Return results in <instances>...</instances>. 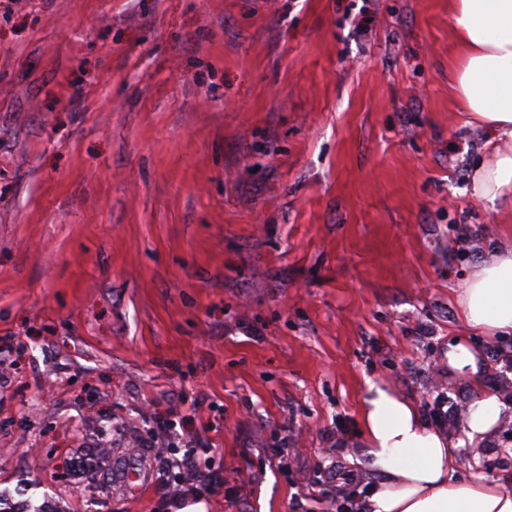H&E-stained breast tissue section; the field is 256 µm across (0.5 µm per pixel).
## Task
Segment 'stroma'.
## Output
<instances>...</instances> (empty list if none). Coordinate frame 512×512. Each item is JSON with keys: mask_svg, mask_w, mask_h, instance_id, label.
I'll return each instance as SVG.
<instances>
[{"mask_svg": "<svg viewBox=\"0 0 512 512\" xmlns=\"http://www.w3.org/2000/svg\"><path fill=\"white\" fill-rule=\"evenodd\" d=\"M454 45L448 0H0V506L124 512L143 466L162 512L166 427L254 474L195 512H331L297 489L339 459L367 496L373 384L428 425L437 385L461 475L512 474V337L456 303L512 207L471 193ZM448 368L456 373L477 378L479 372V359L466 341L460 337L448 342ZM502 406L496 396L480 397L469 408L466 425L469 436L482 434L502 415Z\"/></svg>", "mask_w": 512, "mask_h": 512, "instance_id": "35a3bbf8", "label": "stroma"}]
</instances>
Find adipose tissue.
I'll list each match as a JSON object with an SVG mask.
<instances>
[{
    "label": "adipose tissue",
    "mask_w": 512,
    "mask_h": 512,
    "mask_svg": "<svg viewBox=\"0 0 512 512\" xmlns=\"http://www.w3.org/2000/svg\"><path fill=\"white\" fill-rule=\"evenodd\" d=\"M448 12L458 51V106L489 133L486 158L472 176L473 194L512 200V0H448ZM456 301L472 331L512 335V251L479 264ZM362 436L368 467L378 476L366 512H512V489L458 476L456 445L424 425L402 396L370 387Z\"/></svg>",
    "instance_id": "obj_1"
}]
</instances>
